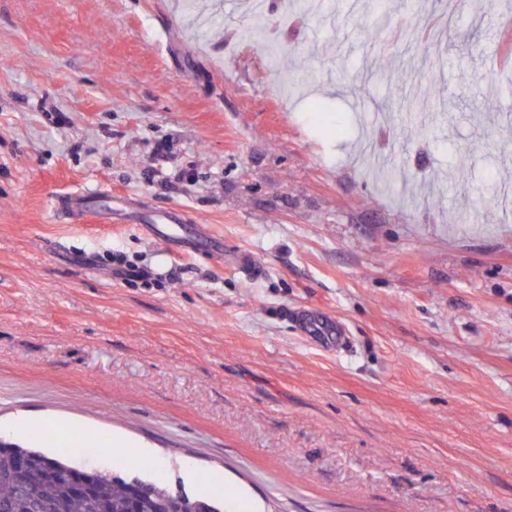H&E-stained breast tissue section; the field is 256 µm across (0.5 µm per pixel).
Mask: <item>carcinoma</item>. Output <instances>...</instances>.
Here are the masks:
<instances>
[{
  "label": "carcinoma",
  "mask_w": 512,
  "mask_h": 512,
  "mask_svg": "<svg viewBox=\"0 0 512 512\" xmlns=\"http://www.w3.org/2000/svg\"><path fill=\"white\" fill-rule=\"evenodd\" d=\"M66 448L54 453L0 445V512H180L179 499L197 512H222L220 497L200 499L138 476L75 466Z\"/></svg>",
  "instance_id": "cac0c4a2"
}]
</instances>
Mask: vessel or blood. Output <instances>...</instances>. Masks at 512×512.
<instances>
[{
	"instance_id": "1",
	"label": "vessel or blood",
	"mask_w": 512,
	"mask_h": 512,
	"mask_svg": "<svg viewBox=\"0 0 512 512\" xmlns=\"http://www.w3.org/2000/svg\"><path fill=\"white\" fill-rule=\"evenodd\" d=\"M53 206L59 217L79 222L89 215L116 224L133 223L145 227L153 237L159 238L186 252L213 253L223 251V244L212 242L204 225H188L181 209L134 212L125 202L94 191L66 193L54 200ZM301 321L312 334L322 337L326 343L341 342L340 332L316 317L305 315Z\"/></svg>"
}]
</instances>
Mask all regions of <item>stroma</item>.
Instances as JSON below:
<instances>
[{"instance_id":"35a3bbf8","label":"stroma","mask_w":512,"mask_h":512,"mask_svg":"<svg viewBox=\"0 0 512 512\" xmlns=\"http://www.w3.org/2000/svg\"><path fill=\"white\" fill-rule=\"evenodd\" d=\"M321 2L268 0L271 60L246 0H0V426L149 449L115 469L227 512H512V0ZM87 188L223 258L55 217ZM296 316L300 317L303 325L310 333L322 337L326 343L334 345V342L335 344H340L342 342V336L340 332L337 329L335 331L331 325L319 320L314 316H299L298 314H296Z\"/></svg>"}]
</instances>
